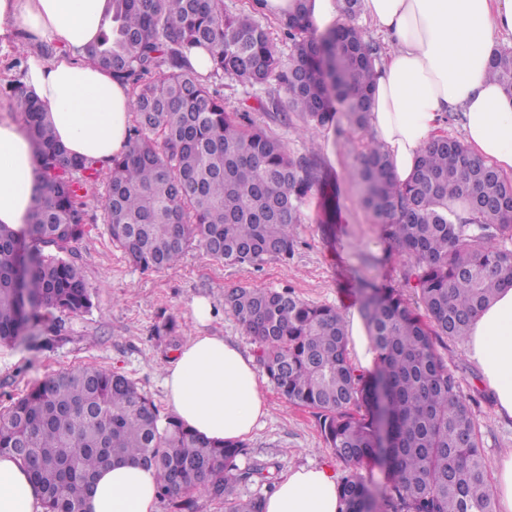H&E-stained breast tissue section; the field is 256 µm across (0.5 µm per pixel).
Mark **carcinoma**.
I'll list each match as a JSON object with an SVG mask.
<instances>
[{"label": "carcinoma", "instance_id": "1", "mask_svg": "<svg viewBox=\"0 0 512 512\" xmlns=\"http://www.w3.org/2000/svg\"><path fill=\"white\" fill-rule=\"evenodd\" d=\"M111 3L85 56L132 88L137 116L108 176L112 243L152 272L176 265L193 241L227 265L258 269L290 258L316 160L291 153L246 113L227 111L216 82L275 85L260 108L276 120L299 116L301 134L329 123L335 101L362 131L377 48L350 23L313 38L305 0L277 21L291 48L286 59L252 17L253 3L238 14L224 12V0ZM200 49L210 59L204 73L189 63ZM487 76L512 96V49L493 55ZM0 95L24 115L39 177L24 242L36 273L21 278L17 231L0 224V348H13L32 327L50 349L62 333L59 315L92 307L74 248L99 170L57 143L46 108L22 81L1 83ZM349 178L395 251L411 261L407 282L424 308L412 309L398 287L362 281L374 370L351 361L344 315L290 286L228 288L224 309L255 338L257 362L278 393L314 411L326 447L344 464L340 512H495L471 402L436 344L464 341L476 313L512 286V179L448 136L428 142L404 184L393 180L378 145ZM458 204L470 219H460ZM178 329L176 317L161 312L155 335ZM2 453L27 467L44 512H81L99 467L113 458L153 469L158 497L173 512H194L199 496L224 512H265V497L241 499L236 488L272 485L269 466H239L245 444L207 441L172 416L160 425L156 404L133 380L93 365L51 373L11 399L0 411ZM371 458L384 470L379 495L359 472Z\"/></svg>", "mask_w": 512, "mask_h": 512}]
</instances>
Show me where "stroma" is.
Wrapping results in <instances>:
<instances>
[{
	"mask_svg": "<svg viewBox=\"0 0 512 512\" xmlns=\"http://www.w3.org/2000/svg\"><path fill=\"white\" fill-rule=\"evenodd\" d=\"M220 90L225 109L249 111L252 122L281 139L291 152L304 154L314 149L319 154L320 187L307 200L306 219L296 229L293 257L259 270L240 268L210 260L193 243L176 266L140 271L113 245L103 208L106 189L98 187L88 201L86 234L76 249V259L94 289L93 305L88 312L66 319L65 332L52 349H42L29 340L0 349V407L46 374L94 365L135 381L166 417L171 410L163 388V368L192 337L221 336L244 354L255 353L253 337L224 310L225 289L245 284L259 288L289 285L307 302L347 313L360 308V279L404 285L408 261L393 255L390 241L362 207L358 189L347 177L374 142L372 132L354 131L340 105L327 125L313 136L300 137L260 109L271 86L243 87L225 79ZM201 298L211 306L202 321L192 311L193 302ZM163 311L173 313L181 326L171 343L154 334L157 316ZM437 350L459 377L463 395L477 400L473 410L486 466L495 469L498 458L512 450V421L497 416L463 343L447 340L438 343ZM261 386L269 413L246 437V453L239 465L266 463L278 476L308 466L340 473L342 465L326 448L312 410L288 403L269 381H262Z\"/></svg>",
	"mask_w": 512,
	"mask_h": 512,
	"instance_id": "stroma-1",
	"label": "stroma"
}]
</instances>
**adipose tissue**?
Wrapping results in <instances>:
<instances>
[{"label":"adipose tissue","mask_w":512,"mask_h":512,"mask_svg":"<svg viewBox=\"0 0 512 512\" xmlns=\"http://www.w3.org/2000/svg\"><path fill=\"white\" fill-rule=\"evenodd\" d=\"M386 50L375 65L371 130L385 146L393 179L405 183L443 113L463 115L475 155L512 177V98L486 71L512 35V0H363ZM109 0H0V37L50 41L52 62L31 56L24 84L46 103L57 140L75 157L107 167L124 149L131 121L128 84L84 54L109 19ZM36 149L11 118L0 119V224H27L35 205ZM496 414L512 419V288L500 290L473 319L466 340ZM168 404L181 422L216 443L250 434L269 412L255 361L220 336L193 337L165 368ZM153 469L115 461L102 466L84 512H156ZM335 474L289 470L265 512H339ZM0 512H43L26 468L0 455Z\"/></svg>","instance_id":"adipose-tissue-1"}]
</instances>
